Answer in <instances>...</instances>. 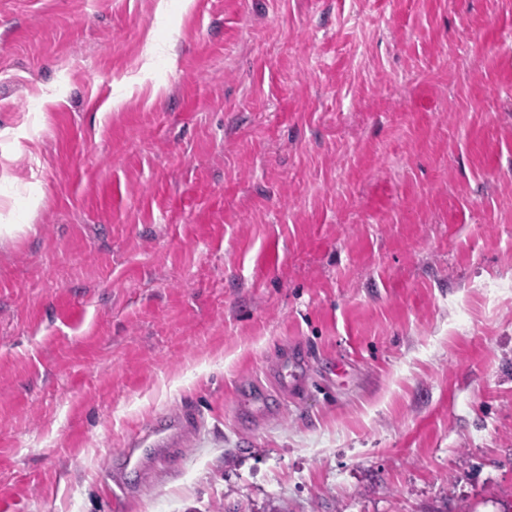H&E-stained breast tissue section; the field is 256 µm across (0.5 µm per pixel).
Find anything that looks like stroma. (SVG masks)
<instances>
[{"mask_svg": "<svg viewBox=\"0 0 512 512\" xmlns=\"http://www.w3.org/2000/svg\"><path fill=\"white\" fill-rule=\"evenodd\" d=\"M2 224L0 512H512V0H0ZM270 377L286 393L293 392L299 394L305 388V378L300 367L293 357L288 356V353L275 365L270 373ZM199 425V418L188 411L158 416L128 441V448L122 449L114 464L107 465L103 478L124 493L133 494L135 487L128 476L134 475L141 483L156 461L177 462L184 441Z\"/></svg>", "mask_w": 512, "mask_h": 512, "instance_id": "35a3bbf8", "label": "stroma"}]
</instances>
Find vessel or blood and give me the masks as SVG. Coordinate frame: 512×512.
<instances>
[{
    "label": "vessel or blood",
    "mask_w": 512,
    "mask_h": 512,
    "mask_svg": "<svg viewBox=\"0 0 512 512\" xmlns=\"http://www.w3.org/2000/svg\"><path fill=\"white\" fill-rule=\"evenodd\" d=\"M277 386L286 392L302 393L305 378L296 360L284 356L270 373ZM200 425L199 418L183 411L158 416L142 432L134 435L103 477L126 494H133V480H144L152 464L162 460L175 463L186 438Z\"/></svg>",
    "instance_id": "obj_1"
}]
</instances>
